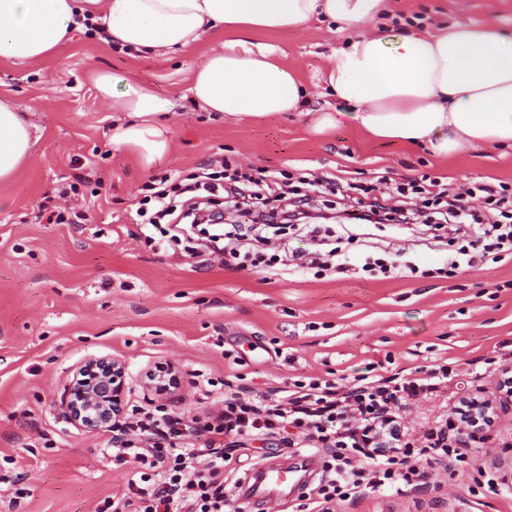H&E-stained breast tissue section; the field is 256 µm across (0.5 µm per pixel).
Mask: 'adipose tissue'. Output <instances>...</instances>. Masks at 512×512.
I'll return each mask as SVG.
<instances>
[{
	"label": "adipose tissue",
	"instance_id": "ef3b65f1",
	"mask_svg": "<svg viewBox=\"0 0 512 512\" xmlns=\"http://www.w3.org/2000/svg\"><path fill=\"white\" fill-rule=\"evenodd\" d=\"M95 6L117 46L162 52L214 30L234 35L236 49L213 50L195 70L190 92L208 112L235 121L300 111L305 89L267 47L246 48L257 31L297 30L312 19L351 32L329 57L326 89L353 107L368 136L445 157L461 148L512 147V35L466 23L434 33H362L382 23L389 0H0V57L47 56L70 38V28ZM121 76L100 74L99 94L126 115L114 125L113 148L135 151L146 166L171 150L161 118L164 102L149 88L116 95ZM31 153V131L12 103L0 100V182L11 180Z\"/></svg>",
	"mask_w": 512,
	"mask_h": 512
}]
</instances>
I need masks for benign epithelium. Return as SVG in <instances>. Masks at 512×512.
<instances>
[{
    "label": "benign epithelium",
    "mask_w": 512,
    "mask_h": 512,
    "mask_svg": "<svg viewBox=\"0 0 512 512\" xmlns=\"http://www.w3.org/2000/svg\"><path fill=\"white\" fill-rule=\"evenodd\" d=\"M161 372L150 370L140 379L142 386L156 396L178 388L181 377L177 366L166 363ZM127 369L119 359L91 358L65 386L63 405L70 422L85 431L108 430L124 412Z\"/></svg>",
    "instance_id": "1"
}]
</instances>
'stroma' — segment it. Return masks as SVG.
Masks as SVG:
<instances>
[{
	"label": "stroma",
	"mask_w": 512,
	"mask_h": 512,
	"mask_svg": "<svg viewBox=\"0 0 512 512\" xmlns=\"http://www.w3.org/2000/svg\"><path fill=\"white\" fill-rule=\"evenodd\" d=\"M392 11L405 16L400 32L417 14L429 29L478 22L512 34V0H393ZM345 39L317 21L299 31L254 33L250 46L272 48L306 90L302 111L256 121L229 120L193 100L196 68L222 44L209 34L145 56L77 28L43 59L0 58V96L33 126L29 159L0 183V470L22 472L24 490L17 500L0 490V512H97L135 479V466L113 465L109 433L79 430L65 416L63 387L92 357L122 360L131 386L125 403L145 408L140 374L175 363L182 384L171 403L196 415L205 409L194 385L199 371L218 380L240 376L265 392L331 372L351 380L448 365L455 378L447 390L402 415L415 437L452 415L461 397H493L499 375L485 372L482 360L497 356L512 365V259L440 276L448 249L426 226L385 225L373 228L374 245L403 252L421 276L286 270L268 277L215 255L199 269L182 248L155 250L139 239L132 216L142 186L218 158L344 183L370 184L380 172L396 179L427 173L455 188L512 180L511 148H463L440 158L368 138L320 82L328 55ZM102 72L148 87L165 103L172 131L165 163L148 169L136 154L111 146L121 114L96 89ZM325 111L335 113V128L313 134ZM85 164L97 194L61 204L85 212L87 223L38 219L45 198ZM282 349L293 364L279 357ZM228 351L240 364L225 359ZM467 452L468 465H437L427 486L340 501L333 512H512V412L500 413L490 440ZM294 455L280 438L257 440L224 477L237 487L248 472ZM490 475L499 485L488 486Z\"/></svg>",
	"instance_id": "obj_1"
}]
</instances>
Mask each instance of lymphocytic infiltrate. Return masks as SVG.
I'll return each instance as SVG.
<instances>
[{
  "label": "lymphocytic infiltrate",
  "mask_w": 512,
  "mask_h": 512,
  "mask_svg": "<svg viewBox=\"0 0 512 512\" xmlns=\"http://www.w3.org/2000/svg\"><path fill=\"white\" fill-rule=\"evenodd\" d=\"M308 182V177L285 172L274 176L264 169L229 167L219 179L204 171L185 181L165 175L145 184L137 215L152 248L183 244L195 257L218 252L237 266L267 271L279 262L277 255L264 251L270 235L289 229L316 235L319 249L299 267L322 275L335 270L337 250L320 237L319 225L305 221L309 197L302 187ZM377 182L399 205L385 207L376 196L357 199L343 227L348 241L357 240L356 229L364 224L409 223L403 202L416 199L423 206L424 224L448 231L445 275H454L464 264L512 257V183H477L452 194L440 178L427 174L400 181L383 174ZM219 191L239 209L241 223H192L200 208L193 194ZM269 196L286 201V208L268 213L250 208V200ZM451 376L443 364L415 369L399 382L381 378L351 388L313 377L285 384L271 396L240 383L224 391L220 404L201 418L169 411L164 404L132 406L122 431L111 438L112 457L119 465L135 464L140 477L129 482L121 498L105 501L99 512H224L234 502L224 482L226 463L243 440L277 436L299 449L326 454L316 512H328L336 500L395 485L422 487L434 465L465 461L460 438L479 439V426L460 416L438 422L415 440L400 429L397 413L403 399L439 395Z\"/></svg>",
  "instance_id": "obj_1"
}]
</instances>
